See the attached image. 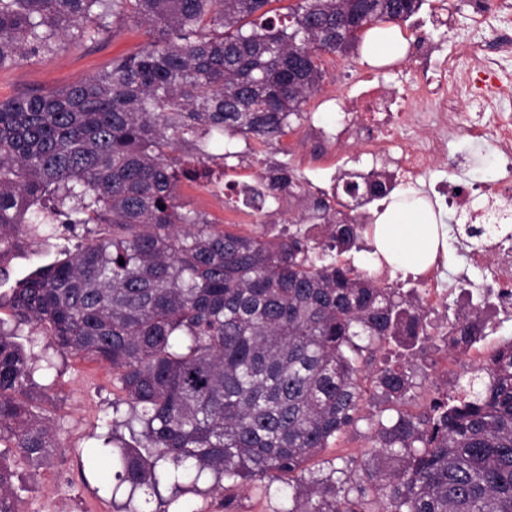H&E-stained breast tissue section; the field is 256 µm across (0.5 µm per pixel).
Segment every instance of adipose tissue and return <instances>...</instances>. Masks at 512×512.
<instances>
[{
	"label": "adipose tissue",
	"instance_id": "adipose-tissue-1",
	"mask_svg": "<svg viewBox=\"0 0 512 512\" xmlns=\"http://www.w3.org/2000/svg\"><path fill=\"white\" fill-rule=\"evenodd\" d=\"M374 242L389 265L412 272L428 269L438 251L448 247L433 209L414 208L403 202L393 203L381 214Z\"/></svg>",
	"mask_w": 512,
	"mask_h": 512
}]
</instances>
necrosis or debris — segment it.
<instances>
[{
    "label": "necrosis or debris",
    "instance_id": "obj_1",
    "mask_svg": "<svg viewBox=\"0 0 512 512\" xmlns=\"http://www.w3.org/2000/svg\"><path fill=\"white\" fill-rule=\"evenodd\" d=\"M472 18L492 25L497 36L473 43V62L467 83L455 77L457 57H437V44L417 40L406 64L415 74L404 87L385 86L372 69L358 68L353 75L356 94L321 89L317 106L335 113L331 124L309 125V138L334 145L350 144L347 156L350 173L362 187L356 198H340V220L345 224H369L374 216L370 203L386 199L400 186L417 184L425 177L431 162L445 145L467 136L474 146L491 141L492 154L475 156L473 150L455 154L453 168L469 169L474 163L512 170V113L482 112L472 118L461 112L463 100L484 102L511 100L512 84L503 82L494 67L498 55H512V0H468ZM417 136L409 145L400 140L408 129ZM439 202L454 224L512 223V179L499 178L456 184L436 182L428 191ZM464 268L447 272L445 255H437L426 276L417 280L423 321L436 355L451 370L445 375V388H452L457 370L473 371L486 367L503 346L501 330L512 323V235L483 234L478 244L464 252ZM483 277L481 291L488 306L480 313L471 308L469 271ZM450 284L441 287L440 275Z\"/></svg>",
    "mask_w": 512,
    "mask_h": 512
}]
</instances>
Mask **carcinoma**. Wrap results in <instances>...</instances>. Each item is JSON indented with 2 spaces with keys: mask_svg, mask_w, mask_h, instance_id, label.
<instances>
[{
  "mask_svg": "<svg viewBox=\"0 0 512 512\" xmlns=\"http://www.w3.org/2000/svg\"><path fill=\"white\" fill-rule=\"evenodd\" d=\"M273 0H0V69L53 52L71 31L92 39L129 15L155 37L110 69L48 95L0 101V248L42 216L84 230L73 254L20 280L6 303L15 326L63 353L112 366L131 441L112 436L116 488L159 494L210 475L254 483L291 472L359 411L353 338L426 333L416 296L393 297L340 262L362 224H332L324 197H297L285 164L236 191L265 218L251 233L188 208L181 181L210 182L216 136L280 140L324 78L321 63L288 89L296 53L340 33L352 15L380 28L422 0H299L280 19ZM279 46L273 54L271 46ZM181 148L191 159L174 155ZM283 194L300 215L266 211ZM124 264H119V260ZM0 319V443L29 459L57 450L39 411L35 368ZM392 396L405 369L382 368ZM378 457L291 488L287 512H512V353L474 371L460 397L430 412L378 421ZM20 489L0 465V512Z\"/></svg>",
  "mask_w": 512,
  "mask_h": 512,
  "instance_id": "1",
  "label": "carcinoma"
}]
</instances>
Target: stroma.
Returning <instances> with one entry per match:
<instances>
[{"instance_id": "obj_1", "label": "stroma", "mask_w": 512, "mask_h": 512, "mask_svg": "<svg viewBox=\"0 0 512 512\" xmlns=\"http://www.w3.org/2000/svg\"><path fill=\"white\" fill-rule=\"evenodd\" d=\"M438 0H423L414 17L394 24L402 43H410L423 34L446 41L449 50L464 55L468 47L484 32L466 15H459L455 30L444 35L442 30L426 25L429 9ZM152 40L148 26L124 18L111 19L109 27L95 40H67L61 48L32 60L21 61L8 70H0V101L32 93L50 94L67 85L96 75L110 67L113 57L141 50ZM307 119H295L280 141L262 144L256 140L215 139L208 146L211 167L219 174L220 186L181 182L179 194L190 208L205 213L220 224L238 225L240 231L253 229V216L229 207L224 185L252 182L257 171L268 163H285L304 179L323 181L326 165L347 154V147H333L309 141L305 137ZM247 152L250 164L239 163V152ZM77 232L55 225L40 240L31 242L19 236L17 246L0 251V266L9 276L0 281V295L10 294L16 282L36 268L64 258L73 252ZM16 341L26 353L50 359V370L34 374L37 386L47 388L48 396L40 403L49 419L59 445L58 451L32 463L20 454H12L14 483L23 492L18 501L19 512H35L46 497L60 500V512H125L126 494L112 492V464H91L97 437L115 432L127 436L123 426L129 407L121 403V393L109 366L58 351L50 337L28 326H20ZM385 345L373 343L359 356L357 379L363 395L358 420L345 428L327 448L306 460L291 473H277L259 484L239 485L228 489L207 478L185 485L179 493L161 489L149 498H136L139 512H226L225 499L234 502L233 512H286L288 488L301 478L327 475L332 468L343 467L345 460L364 462L374 453V434L378 420L396 418L398 414L418 415L442 394V374L424 356L411 358L405 369L412 380L410 391L400 399L382 394L377 384Z\"/></svg>"}]
</instances>
